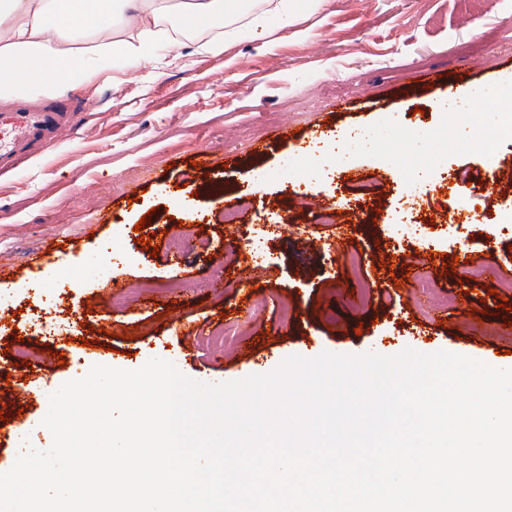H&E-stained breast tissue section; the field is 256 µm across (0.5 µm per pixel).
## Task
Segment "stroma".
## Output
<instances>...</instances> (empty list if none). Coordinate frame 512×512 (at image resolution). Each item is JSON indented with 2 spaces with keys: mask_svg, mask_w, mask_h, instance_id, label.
<instances>
[{
  "mask_svg": "<svg viewBox=\"0 0 512 512\" xmlns=\"http://www.w3.org/2000/svg\"><path fill=\"white\" fill-rule=\"evenodd\" d=\"M236 2L239 18L220 26L217 48L187 38L156 49L135 78L70 90L77 125L50 154L0 176V370L37 392L23 409L0 388V427L36 449L51 445L50 394L95 365L133 370L161 358L220 383L295 355L409 347L512 368V309L491 294L512 278V181L482 188L489 171L512 174V135L487 146L477 136L504 121L489 91L512 82V0H286L285 28L272 12L252 24L247 0ZM425 69L439 82H417ZM352 129L362 139L338 150L324 177L301 142L331 146ZM202 150L213 163L198 170ZM215 182L225 201L210 197ZM178 193L193 196L199 218L171 207ZM448 206L456 221L437 223ZM228 207L236 223H225ZM325 211L334 223H320ZM101 212L109 223H97ZM146 214L155 253L134 231ZM184 233L201 253L168 251ZM248 239L261 243L258 260L233 258L232 244ZM464 249L486 270L473 289L450 266ZM107 250L131 285L161 290L84 309ZM379 254L392 272L375 271ZM419 263L437 301L412 286ZM37 315L67 320L70 343L40 333ZM183 322L196 329L186 345ZM231 325L241 330L231 347L203 345ZM26 352L36 361L23 364Z\"/></svg>",
  "mask_w": 512,
  "mask_h": 512,
  "instance_id": "1",
  "label": "stroma"
}]
</instances>
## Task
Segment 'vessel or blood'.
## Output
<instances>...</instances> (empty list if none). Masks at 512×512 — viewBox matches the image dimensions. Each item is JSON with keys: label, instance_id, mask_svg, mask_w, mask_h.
<instances>
[{"label": "vessel or blood", "instance_id": "vessel-or-blood-1", "mask_svg": "<svg viewBox=\"0 0 512 512\" xmlns=\"http://www.w3.org/2000/svg\"><path fill=\"white\" fill-rule=\"evenodd\" d=\"M74 119L61 98L38 107L23 100L14 102L9 111L0 112V170L12 167L19 156L48 152L59 131Z\"/></svg>", "mask_w": 512, "mask_h": 512}]
</instances>
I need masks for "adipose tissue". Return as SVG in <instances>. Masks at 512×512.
Returning <instances> with one entry per match:
<instances>
[{"mask_svg": "<svg viewBox=\"0 0 512 512\" xmlns=\"http://www.w3.org/2000/svg\"><path fill=\"white\" fill-rule=\"evenodd\" d=\"M231 12L227 0H0V99L31 87L44 94L73 89L115 70L132 73L154 43L210 28ZM112 20L122 37L86 56L65 53Z\"/></svg>", "mask_w": 512, "mask_h": 512, "instance_id": "1", "label": "adipose tissue"}]
</instances>
